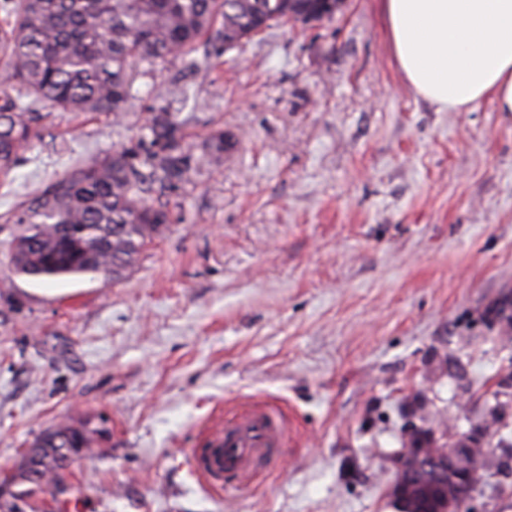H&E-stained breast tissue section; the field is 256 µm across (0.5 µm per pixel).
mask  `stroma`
<instances>
[{"label":"stroma","instance_id":"obj_1","mask_svg":"<svg viewBox=\"0 0 512 512\" xmlns=\"http://www.w3.org/2000/svg\"><path fill=\"white\" fill-rule=\"evenodd\" d=\"M195 57L136 64L117 116L40 107L0 177V469L89 420L104 434L67 473L88 486L76 512H396L404 428L467 430L512 369L485 318L512 293V114L417 96L377 0ZM162 108L195 167L168 195L174 223L116 280L14 276L19 204L137 146ZM221 130L239 144L217 165L205 141ZM255 406L283 443L228 503L190 451ZM501 434L467 512H512L511 407Z\"/></svg>","mask_w":512,"mask_h":512}]
</instances>
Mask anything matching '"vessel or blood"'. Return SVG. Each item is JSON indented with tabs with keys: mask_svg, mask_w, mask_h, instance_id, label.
I'll use <instances>...</instances> for the list:
<instances>
[{
	"mask_svg": "<svg viewBox=\"0 0 512 512\" xmlns=\"http://www.w3.org/2000/svg\"><path fill=\"white\" fill-rule=\"evenodd\" d=\"M283 430L273 411L257 409L214 430L205 448L193 449L197 471L215 488L226 476L250 478L257 467L271 463L282 444Z\"/></svg>",
	"mask_w": 512,
	"mask_h": 512,
	"instance_id": "vessel-or-blood-1",
	"label": "vessel or blood"
}]
</instances>
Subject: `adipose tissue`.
I'll use <instances>...</instances> for the list:
<instances>
[{
  "label": "adipose tissue",
  "mask_w": 512,
  "mask_h": 512,
  "mask_svg": "<svg viewBox=\"0 0 512 512\" xmlns=\"http://www.w3.org/2000/svg\"><path fill=\"white\" fill-rule=\"evenodd\" d=\"M391 52L439 109L512 113V0H378Z\"/></svg>",
  "instance_id": "adipose-tissue-1"
}]
</instances>
